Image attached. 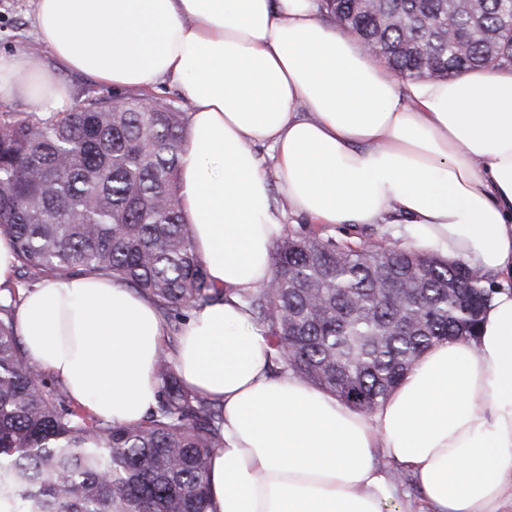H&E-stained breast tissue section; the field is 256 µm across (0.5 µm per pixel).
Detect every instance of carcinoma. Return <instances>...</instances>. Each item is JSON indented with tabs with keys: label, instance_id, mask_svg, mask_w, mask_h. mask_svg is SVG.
<instances>
[{
	"label": "carcinoma",
	"instance_id": "cac0c4a2",
	"mask_svg": "<svg viewBox=\"0 0 512 512\" xmlns=\"http://www.w3.org/2000/svg\"><path fill=\"white\" fill-rule=\"evenodd\" d=\"M397 79L512 65V0H316ZM455 15L458 41L448 38ZM181 108L130 93L70 112L0 115V233L29 282L93 273L153 301L180 337L187 313L238 293L282 370L372 414L436 343L476 334L486 274L434 253L283 227L272 280L246 292L208 278L180 204ZM0 296V508L6 512H206L224 406L155 367L137 423L99 419L39 381Z\"/></svg>",
	"mask_w": 512,
	"mask_h": 512
}]
</instances>
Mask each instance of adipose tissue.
<instances>
[{"instance_id":"1","label":"adipose tissue","mask_w":512,"mask_h":512,"mask_svg":"<svg viewBox=\"0 0 512 512\" xmlns=\"http://www.w3.org/2000/svg\"><path fill=\"white\" fill-rule=\"evenodd\" d=\"M33 14L43 53H0V100L63 112L67 75L86 74L132 93L169 84L189 106L181 206L210 281L231 290L193 311L175 360L187 388L224 402L208 512H512V68L400 96L315 0H33ZM289 211L393 220L417 247L499 275L477 337L432 346L369 416L272 374L238 293L272 277ZM15 321L92 414L131 423L154 406L166 326L132 288L51 279Z\"/></svg>"}]
</instances>
